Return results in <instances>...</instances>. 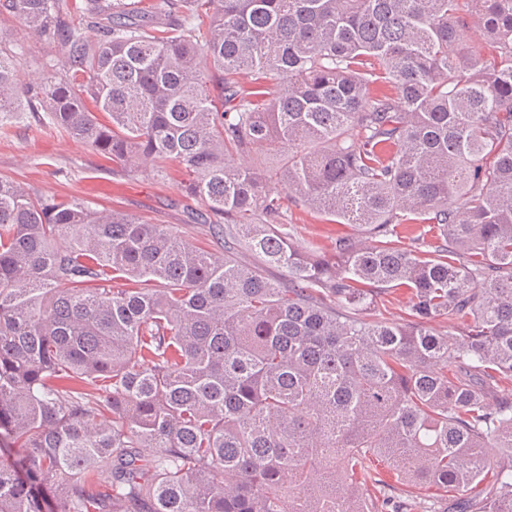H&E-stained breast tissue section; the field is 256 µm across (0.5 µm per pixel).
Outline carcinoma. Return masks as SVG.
<instances>
[{
  "label": "carcinoma",
  "instance_id": "obj_1",
  "mask_svg": "<svg viewBox=\"0 0 512 512\" xmlns=\"http://www.w3.org/2000/svg\"><path fill=\"white\" fill-rule=\"evenodd\" d=\"M0 15L59 52L21 84L0 36V133L175 161L224 239L0 178V512H512V0ZM289 205L353 233L302 246ZM407 224L439 236L392 246ZM398 293L404 322L368 319Z\"/></svg>",
  "mask_w": 512,
  "mask_h": 512
}]
</instances>
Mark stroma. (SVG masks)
Instances as JSON below:
<instances>
[{
    "instance_id": "stroma-1",
    "label": "stroma",
    "mask_w": 512,
    "mask_h": 512,
    "mask_svg": "<svg viewBox=\"0 0 512 512\" xmlns=\"http://www.w3.org/2000/svg\"><path fill=\"white\" fill-rule=\"evenodd\" d=\"M0 36L19 48L17 77L23 82L37 81L41 63L57 53L52 42L28 33L14 17L0 18ZM0 177L35 195L81 197L99 210L117 208L152 224H169L211 252L224 251L223 241L212 237L207 226L194 223L185 175L173 162L162 163L156 171L129 172L91 146L22 118L0 135ZM286 219L301 243L324 252L336 235L351 230L350 225L329 223L307 210L288 209Z\"/></svg>"
}]
</instances>
